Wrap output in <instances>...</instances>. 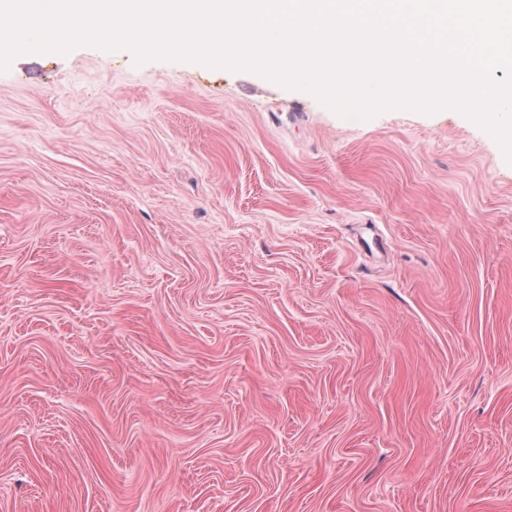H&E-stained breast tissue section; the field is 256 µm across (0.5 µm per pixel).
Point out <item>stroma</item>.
Here are the masks:
<instances>
[{"mask_svg":"<svg viewBox=\"0 0 512 512\" xmlns=\"http://www.w3.org/2000/svg\"><path fill=\"white\" fill-rule=\"evenodd\" d=\"M0 512H512V163L92 45L0 71Z\"/></svg>","mask_w":512,"mask_h":512,"instance_id":"35a3bbf8","label":"stroma"}]
</instances>
